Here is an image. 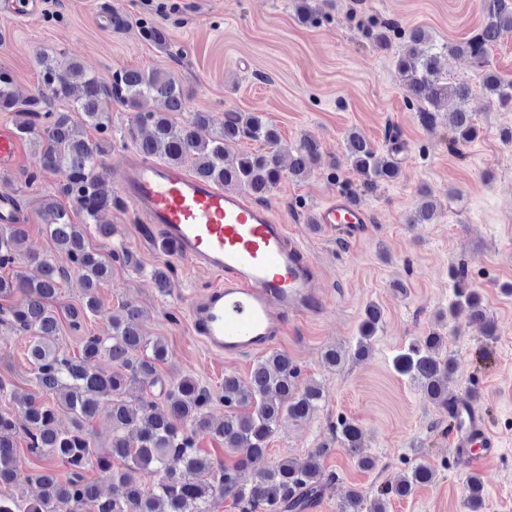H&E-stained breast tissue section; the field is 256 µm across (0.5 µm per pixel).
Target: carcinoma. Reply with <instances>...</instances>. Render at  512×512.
Returning a JSON list of instances; mask_svg holds the SVG:
<instances>
[{"instance_id": "carcinoma-1", "label": "carcinoma", "mask_w": 512, "mask_h": 512, "mask_svg": "<svg viewBox=\"0 0 512 512\" xmlns=\"http://www.w3.org/2000/svg\"><path fill=\"white\" fill-rule=\"evenodd\" d=\"M486 20L479 31L457 44H434L421 28L409 32L386 22L376 30L369 28L367 39L378 48H387L392 40L400 41L396 66L404 76L408 95L432 108L448 106L451 136L449 149L476 139L478 127L465 103L472 94L466 83L444 81L445 61L450 55H467L478 61L487 47L512 33V0H484ZM141 37L158 45L168 43L164 27L144 21ZM42 88L51 97L70 102V109L58 112L51 108L37 110L40 100H22L14 91L12 72L0 66V112L16 114V134L34 139V174H53L63 178L62 193L72 203L66 209L53 198L42 202L40 216L46 224L51 249L65 256L69 266L58 265L44 256L38 260L40 271L35 278L20 273L0 277V299L15 297L9 309L8 323L21 333H33L28 348L30 362L37 371L39 393L27 397L18 415L0 413V487L19 482L23 476L14 435L23 426L30 437L29 450L44 460L35 474L41 495L26 507L12 498L0 496V512H78L85 505L92 512H213L216 492L231 495L242 505V512H305L320 495L323 449L316 448L305 458H284L261 471L253 482L239 483L241 471L262 457L283 415L304 419L314 413L324 399V390L316 382L300 381V371L287 354L271 351L257 362L248 383L232 375L224 376L220 399L224 401V419L215 422L206 413L213 400L210 391L186 377L164 389L165 408L151 401L131 405L122 395L133 385L154 386L160 382L158 364L164 360L165 344L144 336V313L126 307L112 317L111 333L82 339L72 354L60 352L55 341L60 331L59 318L53 308L60 283L71 272L78 273L85 284L84 305L70 310L74 323L99 305L97 288L112 274V254L95 251L86 242L87 224H96L102 239L112 236L109 224L97 223L98 215L108 209H123V197L106 185L97 174L101 158L109 153L106 100L134 111L129 136L137 152L148 159L156 156L167 163L190 164L194 176L224 186L246 191L256 201L264 202L286 176L299 179L311 174L320 164L321 151L316 138L303 137L288 164H283L277 128L264 121L257 112L229 111L224 125L207 138L201 131L209 127L207 112L189 111L184 88L170 74L158 70L124 69L112 75L106 88L86 75L79 65L59 54L40 60ZM482 89L499 106L512 109V82L506 83L493 73L485 75ZM150 98L163 100L165 111L143 108ZM190 112L182 122L175 115ZM90 125L98 136L89 139L80 127ZM242 138L269 146L264 153L234 155ZM346 151L359 184L348 193L359 197L376 190L383 182L399 175V166L391 156H381L359 132L346 138ZM421 201L414 223L426 224L434 217V205L428 191L421 190ZM83 216L73 222L71 212ZM26 243L25 230L19 224L0 225V268L14 263ZM466 309L471 318L494 326L487 318L479 295L460 271L454 273V300L448 316ZM382 323L381 309L371 304L365 308L359 338L351 357L358 360L369 351L371 341ZM442 338L427 336L409 346L395 358L397 371L410 377L425 396L435 404L451 408L448 382L453 375V359L440 354ZM103 355L113 363L105 374L97 366ZM109 403L112 439L108 450L98 448L89 424L97 417L103 403ZM72 416L69 430L57 427L59 412ZM209 435L227 451L246 449L233 465L224 467L220 489L208 481L215 463L197 448V436ZM336 440L349 454L358 457L361 466L373 468L376 461L360 455L362 430L353 420L343 419L335 429ZM119 459L126 470L112 469ZM96 463L100 477L88 480L83 470ZM70 470L71 477L58 480L55 465ZM154 477L153 487L145 490L137 476ZM435 479V471L426 465L415 466L399 477L395 484L380 489L377 497L353 490L341 512H387L386 499L391 493L405 497L418 485ZM107 482L111 491L101 493L99 484Z\"/></svg>"}]
</instances>
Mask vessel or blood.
I'll return each instance as SVG.
<instances>
[{
  "label": "vessel or blood",
  "mask_w": 512,
  "mask_h": 512,
  "mask_svg": "<svg viewBox=\"0 0 512 512\" xmlns=\"http://www.w3.org/2000/svg\"><path fill=\"white\" fill-rule=\"evenodd\" d=\"M40 0H0V16L32 17ZM18 141L0 127V172L17 159ZM119 190L133 209L172 244L188 266L219 280L190 301V333L211 353L227 359L272 349L289 318L324 313L317 268L292 243L287 226L266 206L191 176L182 167L130 155L120 168ZM319 229L357 236L369 222L367 208L337 193L311 218ZM453 446L464 467L481 471L497 443L477 404L458 402Z\"/></svg>",
  "instance_id": "1"
}]
</instances>
